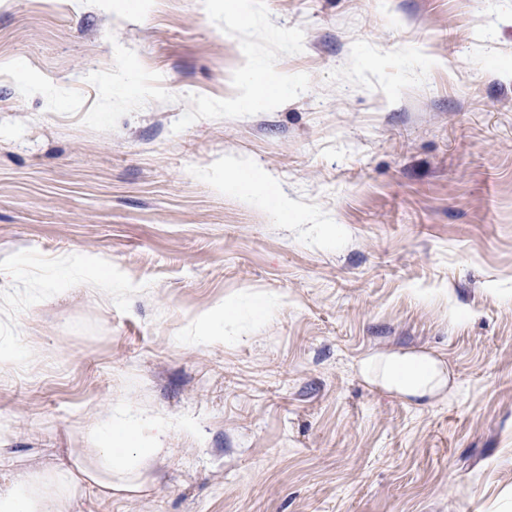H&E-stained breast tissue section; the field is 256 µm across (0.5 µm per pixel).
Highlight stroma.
Returning a JSON list of instances; mask_svg holds the SVG:
<instances>
[{"mask_svg":"<svg viewBox=\"0 0 512 512\" xmlns=\"http://www.w3.org/2000/svg\"><path fill=\"white\" fill-rule=\"evenodd\" d=\"M224 3L0 0V448L165 449L75 512H512V0ZM247 83L251 86V96L249 102L258 105L269 104L275 95V91L278 93L287 90L288 85L286 82H280L276 86H271L268 83H256L251 76H247ZM359 371L367 381L407 400L434 397L448 383L443 363L415 349L368 356L360 361Z\"/></svg>","mask_w":512,"mask_h":512,"instance_id":"obj_1","label":"stroma"}]
</instances>
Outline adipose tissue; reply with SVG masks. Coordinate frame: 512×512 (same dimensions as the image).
<instances>
[{
	"label": "adipose tissue",
	"mask_w": 512,
	"mask_h": 512,
	"mask_svg": "<svg viewBox=\"0 0 512 512\" xmlns=\"http://www.w3.org/2000/svg\"><path fill=\"white\" fill-rule=\"evenodd\" d=\"M361 375L404 399L442 393L447 372L437 358L414 349L368 356L359 363ZM136 427H111L91 453L69 456L58 463L31 469L0 470V512H73L86 489L103 498L128 487L139 477L145 459L159 456L156 448H139Z\"/></svg>",
	"instance_id": "1"
}]
</instances>
